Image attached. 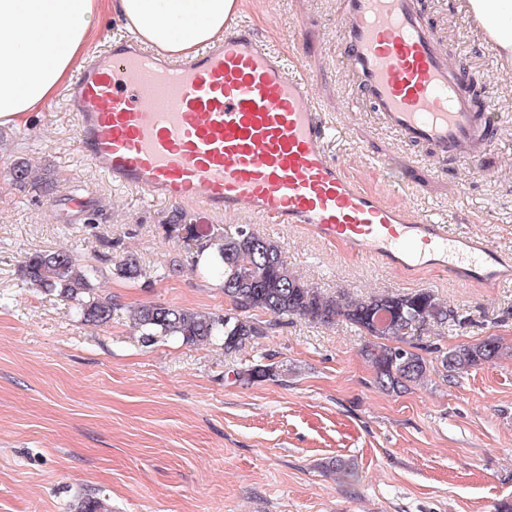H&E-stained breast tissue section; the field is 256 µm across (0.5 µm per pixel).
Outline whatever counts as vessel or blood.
<instances>
[{"instance_id": "b4317fda", "label": "vessel or blood", "mask_w": 512, "mask_h": 512, "mask_svg": "<svg viewBox=\"0 0 512 512\" xmlns=\"http://www.w3.org/2000/svg\"><path fill=\"white\" fill-rule=\"evenodd\" d=\"M339 44L382 123L440 162H481L499 138L495 105L477 103L422 0H340ZM75 148L113 186L266 224H303L345 257L394 274L433 268L485 285L512 280V253L417 216L351 178L328 146L307 73L249 23L177 63L129 38L93 52L66 93Z\"/></svg>"}]
</instances>
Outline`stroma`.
I'll return each mask as SVG.
<instances>
[{"label": "stroma", "instance_id": "35a3bbf8", "mask_svg": "<svg viewBox=\"0 0 512 512\" xmlns=\"http://www.w3.org/2000/svg\"><path fill=\"white\" fill-rule=\"evenodd\" d=\"M426 5L448 52L501 110L497 150L482 163L439 164L382 126L338 57V0H244L239 17L311 77L330 149L357 180L512 251V65L461 0ZM65 94L0 126V512H75L89 494L110 512H498L512 502V357L452 382L433 372L395 395L375 386L367 339L342 320L288 318L228 354L219 342L144 345L131 318L151 302L232 309L219 277L196 271V243L168 232L177 216L210 237L244 225L276 241L290 269L330 296L435 293L465 319L417 337L435 355L488 336L512 344V281L483 288L427 271L412 283L344 260L295 224L244 209L199 214L114 187L77 153ZM19 161L37 184L12 179ZM36 250L98 264L94 288L116 303L110 322L87 323L23 280ZM129 257L133 280L118 272ZM257 362L276 364L279 378L235 382ZM336 458L354 462L355 478H337Z\"/></svg>", "mask_w": 512, "mask_h": 512}]
</instances>
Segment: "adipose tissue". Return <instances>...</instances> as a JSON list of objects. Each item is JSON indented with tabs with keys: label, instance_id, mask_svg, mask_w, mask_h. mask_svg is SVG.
Here are the masks:
<instances>
[{
	"label": "adipose tissue",
	"instance_id": "1",
	"mask_svg": "<svg viewBox=\"0 0 512 512\" xmlns=\"http://www.w3.org/2000/svg\"><path fill=\"white\" fill-rule=\"evenodd\" d=\"M483 35L512 58V0H465ZM240 0H0V125L50 108L94 43L101 16L188 59L220 39Z\"/></svg>",
	"mask_w": 512,
	"mask_h": 512
}]
</instances>
